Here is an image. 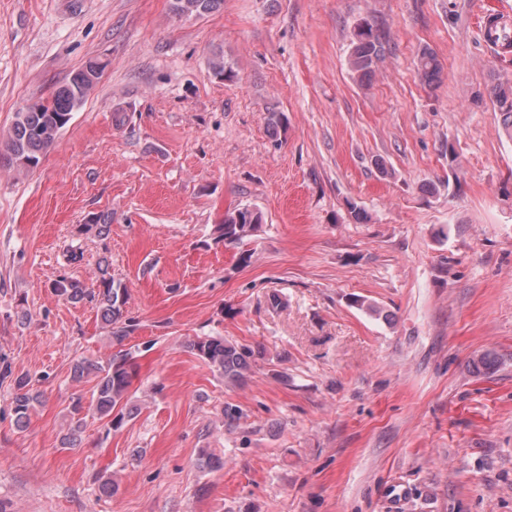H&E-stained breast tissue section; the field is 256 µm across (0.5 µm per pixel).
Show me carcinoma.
Wrapping results in <instances>:
<instances>
[{"mask_svg":"<svg viewBox=\"0 0 512 512\" xmlns=\"http://www.w3.org/2000/svg\"><path fill=\"white\" fill-rule=\"evenodd\" d=\"M221 0H171L175 15L204 16L212 12ZM486 41L503 49L512 48V23L507 20L490 21L485 29ZM389 46L387 33L370 21L355 28L348 64L361 80L374 75ZM95 66V78L86 77L85 69L73 72L68 80L56 88L51 99L28 106L15 113L7 134L0 138V161L19 172L36 170L55 141L72 119V115L85 102L90 91L101 77L106 64L90 60L86 66ZM416 69L421 81L431 86L440 80L441 64L429 48L420 50ZM492 103L500 112L504 134L512 140V84L498 81L490 88ZM263 222L262 213L256 209L241 207L224 214V222L217 226L216 241L226 247L239 249L238 262L248 265L252 258L246 249V241L258 231ZM100 275L96 284L88 287L79 280L63 275L52 288L55 293L71 303H90L97 308L101 320L108 328L112 345L119 350L104 361L79 359L71 367V379L82 382L92 376L93 386L90 409L99 417L107 419L109 429L121 427L132 416L127 410V398L133 376V352L124 348V342L134 331L132 320L124 315L127 304V288L109 272V264L99 265ZM189 349L205 363L224 376L230 384H240L251 372V349L232 343L221 337L198 336L188 344ZM10 378L14 388V413L16 423L28 421L33 404L39 395L30 388L28 374H14L10 366L0 370V378Z\"/></svg>","mask_w":512,"mask_h":512,"instance_id":"1","label":"carcinoma"}]
</instances>
